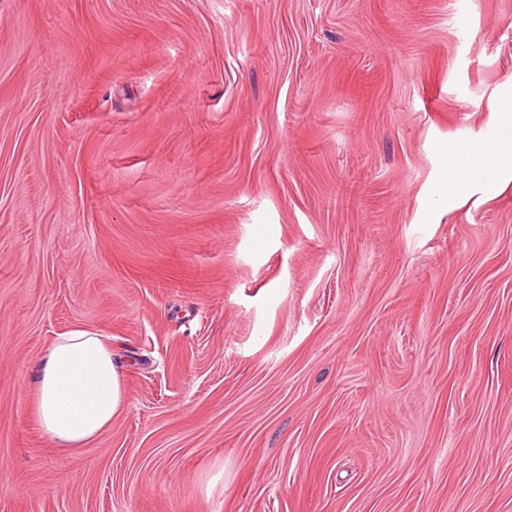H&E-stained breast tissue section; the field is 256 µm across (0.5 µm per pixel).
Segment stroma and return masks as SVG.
<instances>
[{
  "mask_svg": "<svg viewBox=\"0 0 512 512\" xmlns=\"http://www.w3.org/2000/svg\"><path fill=\"white\" fill-rule=\"evenodd\" d=\"M511 90L512 0H0V512H512V167L445 153ZM512 160V138L496 139L477 146H448V170L462 184L479 183L495 189L504 160ZM124 379L106 336L84 329L57 336L38 359L32 380L43 433L64 451L84 448L126 409Z\"/></svg>",
  "mask_w": 512,
  "mask_h": 512,
  "instance_id": "1",
  "label": "stroma"
}]
</instances>
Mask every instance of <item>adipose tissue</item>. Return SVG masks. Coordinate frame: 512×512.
<instances>
[{"mask_svg": "<svg viewBox=\"0 0 512 512\" xmlns=\"http://www.w3.org/2000/svg\"><path fill=\"white\" fill-rule=\"evenodd\" d=\"M512 138L448 148V170L459 182L497 188ZM43 433L65 451L79 450L109 429L128 404L124 371L106 336L75 329L57 336L38 360L32 380Z\"/></svg>", "mask_w": 512, "mask_h": 512, "instance_id": "obj_1", "label": "adipose tissue"}]
</instances>
